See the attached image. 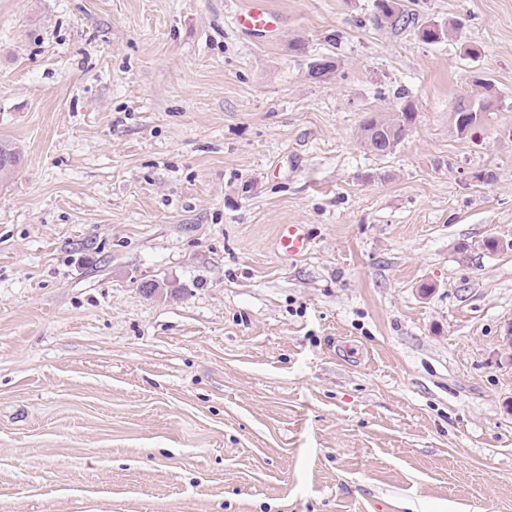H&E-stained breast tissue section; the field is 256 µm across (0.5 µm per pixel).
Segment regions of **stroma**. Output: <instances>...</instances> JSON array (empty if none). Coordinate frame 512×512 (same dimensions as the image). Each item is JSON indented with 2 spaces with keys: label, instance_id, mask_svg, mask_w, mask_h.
<instances>
[{
  "label": "stroma",
  "instance_id": "obj_1",
  "mask_svg": "<svg viewBox=\"0 0 512 512\" xmlns=\"http://www.w3.org/2000/svg\"><path fill=\"white\" fill-rule=\"evenodd\" d=\"M246 2L0 0V512H512V0ZM398 0H376L375 24L379 27H406L414 24V13L401 12ZM236 26L247 35L273 34L278 31L282 17L261 2H254L234 15ZM486 107L476 104L472 99L461 101L455 112V123L458 132L467 133L475 128L483 118ZM415 119L416 112L412 103L405 104L388 118H371L362 126L365 143L377 154L390 153L404 139ZM22 166V153L8 140H0V182L14 177ZM310 237L301 224L280 225L275 246L285 258H298L306 254L311 246Z\"/></svg>",
  "mask_w": 512,
  "mask_h": 512
}]
</instances>
